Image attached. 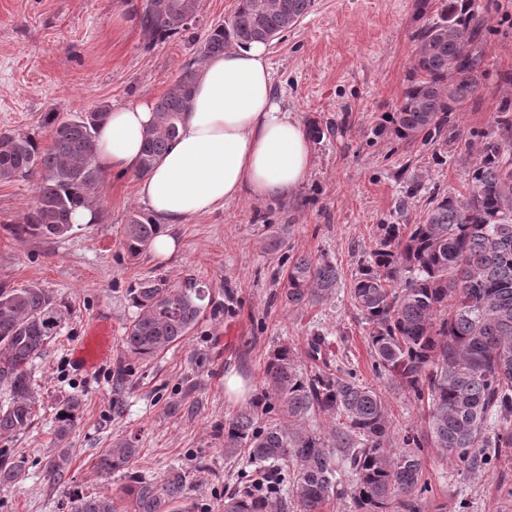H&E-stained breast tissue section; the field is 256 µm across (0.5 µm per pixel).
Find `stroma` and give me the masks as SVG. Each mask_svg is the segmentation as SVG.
<instances>
[{
	"instance_id": "1",
	"label": "stroma",
	"mask_w": 512,
	"mask_h": 512,
	"mask_svg": "<svg viewBox=\"0 0 512 512\" xmlns=\"http://www.w3.org/2000/svg\"><path fill=\"white\" fill-rule=\"evenodd\" d=\"M145 0H0V131H27L49 145L45 113L70 114L106 103L157 99L181 71L198 64L212 25L227 19L235 0H200L187 31L148 44L133 13ZM479 44L485 77L456 115L460 129L486 128L494 112L512 104V0H483ZM440 0H314L295 28L268 45L274 88L301 122L317 119L333 134L314 143L311 171L288 197H247L166 228L177 242L167 257H129L121 231L132 211L144 210L133 175L105 174L94 206L96 220L57 239L19 241L11 233L34 196L36 180L0 183V285L47 289L64 307V323L30 365L42 408L32 426L0 436V449L23 462L0 487V512H67L65 494L114 499L133 512L122 489L131 479L156 481L170 468L188 476L199 512H224V491L240 483L247 452L224 456V424L248 406L263 382L269 355L294 349L303 370L313 365L308 337L328 334L332 359L381 392L395 436L422 429L425 411L406 392L372 371L368 330L349 297L360 258L375 245L380 224L422 223L434 195L464 192L476 152L450 147L447 136L407 145L376 136L407 85L414 34L439 17ZM285 225L283 247L266 251L270 225ZM309 254L336 262L335 295L302 308L281 300L287 256ZM203 280L210 302L180 344L149 360L124 346L135 318L127 290L162 276ZM112 324V357L91 372L72 362L89 320ZM241 378L246 396H230L225 377ZM82 400L67 439L69 465L61 479L43 465L57 445L59 402ZM135 440L138 455L112 475L97 468L113 443ZM433 490L420 512H512V456L459 473L438 449L424 451Z\"/></svg>"
}]
</instances>
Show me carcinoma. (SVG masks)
I'll return each mask as SVG.
<instances>
[{"mask_svg": "<svg viewBox=\"0 0 512 512\" xmlns=\"http://www.w3.org/2000/svg\"><path fill=\"white\" fill-rule=\"evenodd\" d=\"M236 0L231 15L208 31L205 59L234 45L278 36L303 20L312 0ZM198 0H145L137 13L141 30L163 42L188 29ZM479 0H444L439 19L415 35L408 83L377 132L414 142L448 129V144L480 159L460 194L432 197L421 224H379L374 249L351 278L349 294L368 339L375 375L408 392L427 410L424 429L407 430L393 450L391 421L379 392L323 359L327 334L307 342L322 366L305 371L284 345L270 354L261 396L224 423V454L248 450L246 480L224 496V512H278L297 502L300 512H321L334 495L352 499L355 512H419L424 449L438 448L469 472L493 454L512 449V113H495L482 131L463 133L454 113L478 91L484 72L477 51L483 30ZM199 69L186 67L155 103L138 175L147 174L168 151L190 109ZM110 106L103 103L71 117L49 112L52 138L43 147L27 131L0 132V181L40 176L36 197L15 237L59 238L74 229L72 215L90 206L103 181L95 159V134ZM165 225L134 211L122 228V246L137 258ZM336 262L298 255L285 269L281 299L290 307L328 299L340 280ZM137 315L123 342L136 358H152L183 342L197 325L209 297L205 283L188 275L179 284L144 278L128 289ZM64 323L62 305L44 288L0 285V385L9 389L0 407V435L16 434L34 421L39 397L28 372L32 359ZM82 401L72 396L56 414L57 439L75 426ZM321 414L338 424L324 435ZM138 453L132 440L112 445L99 459L110 474ZM70 459L58 448L44 464L57 480ZM19 462L0 452V486L11 482ZM186 474L169 469L157 481L124 489L134 512H193ZM69 512H117L107 498L68 494Z\"/></svg>", "mask_w": 512, "mask_h": 512, "instance_id": "cac0c4a2", "label": "carcinoma"}]
</instances>
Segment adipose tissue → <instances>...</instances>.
Returning <instances> with one entry per match:
<instances>
[{
  "label": "adipose tissue",
  "mask_w": 512,
  "mask_h": 512,
  "mask_svg": "<svg viewBox=\"0 0 512 512\" xmlns=\"http://www.w3.org/2000/svg\"><path fill=\"white\" fill-rule=\"evenodd\" d=\"M154 106L143 98L112 109L95 140L103 170L138 171ZM312 161L308 134L275 96L267 44L244 43L202 63L178 138L137 192L153 218L176 224L245 196L287 197Z\"/></svg>",
  "instance_id": "obj_1"
}]
</instances>
